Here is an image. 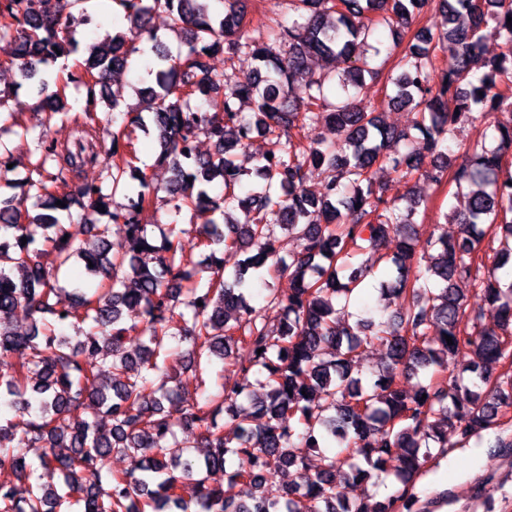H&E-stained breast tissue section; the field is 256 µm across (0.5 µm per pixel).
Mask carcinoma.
<instances>
[{"instance_id":"1","label":"carcinoma","mask_w":512,"mask_h":512,"mask_svg":"<svg viewBox=\"0 0 512 512\" xmlns=\"http://www.w3.org/2000/svg\"><path fill=\"white\" fill-rule=\"evenodd\" d=\"M82 2L0 0L8 65L32 77L76 51L77 27L88 16L63 7ZM208 2L115 0L129 26L87 45L84 85L95 95L146 43L158 63L135 107L121 109L114 93L74 110L65 103L74 76L41 80L36 176L15 180L20 195L0 199V406L13 411L0 418V470L28 482L23 494L0 485V512H61L72 497L80 512H166L170 504L179 512H422L412 488L432 449L463 448L501 428L512 409V279L482 274L488 261L496 270L512 264V172H503L512 124L497 122L473 143L456 140L464 125L512 109V0H291L297 18L278 28L275 47L244 25L246 0H216L220 12ZM433 3L441 29L418 31L391 68L356 53L379 23L398 36ZM159 12L185 47L175 56L151 26ZM488 36L505 51L483 57ZM216 54L231 65L248 55L256 65L230 77L211 68ZM326 58L342 64L334 103L327 78L313 68ZM368 79L393 86L387 105L413 107L411 129L360 107ZM245 100L249 113L241 110ZM58 121L80 132L72 145L49 136ZM321 122L336 128V142L314 135ZM137 130L155 134V165L171 173L172 209L202 221L198 247L209 253L199 261L184 253L185 229L170 225L159 245L147 234L157 209L150 167L136 165ZM5 134L25 144L31 130L18 114L0 111ZM104 135L112 149L102 158L96 141ZM201 135L213 144L207 155L196 152ZM257 135L268 149L256 157L259 182L242 196L243 171L231 151ZM423 152L434 158L424 179L455 188L453 239H420L415 193L402 197V207L372 180L377 164L413 176ZM99 162L111 188L70 186ZM311 167L326 172L319 198L305 189ZM216 180L219 199L209 194ZM118 194L127 203L116 202ZM29 199L42 212L23 208ZM75 205L83 209L76 218ZM277 227L296 242L286 258ZM401 227L409 233L391 257L386 240ZM114 234L132 254L111 252ZM48 252L51 268L40 261ZM241 254L227 268L225 256ZM75 260L98 278L96 287L58 286L59 272ZM388 263L394 275L381 282V299H400L402 312L342 321L366 278ZM278 272L292 283L286 298L267 280ZM257 282L277 309L275 324L250 304ZM460 282L472 285L479 303L468 302ZM127 310L140 322H128ZM488 312L495 329L485 327ZM20 320L30 322L29 333L17 332ZM63 325L78 336L58 333ZM135 331L146 341L131 355L124 339ZM376 341L388 363L364 382L359 350ZM19 349L27 357L11 361ZM240 349L248 359L238 360ZM213 357L234 372L259 374L262 394L224 382L203 399L185 396L178 372ZM419 375L425 384L408 394L404 381ZM178 429L194 438L178 441ZM332 442L338 451L323 452ZM27 447L43 449L39 466L62 475L65 493L30 482L36 469L14 452ZM316 452L321 465L312 470L307 456ZM114 454L131 468L106 469ZM290 468L296 479L269 494L267 483ZM217 471L226 486L208 483ZM338 480L359 495H338ZM388 481L402 489L385 497L372 491Z\"/></svg>"}]
</instances>
